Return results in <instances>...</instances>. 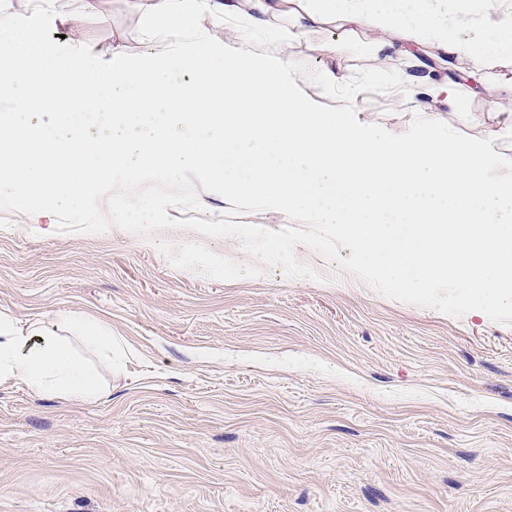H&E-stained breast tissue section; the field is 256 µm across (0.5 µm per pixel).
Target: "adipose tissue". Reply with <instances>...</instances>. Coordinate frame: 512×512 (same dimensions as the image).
Segmentation results:
<instances>
[{"label":"adipose tissue","instance_id":"obj_1","mask_svg":"<svg viewBox=\"0 0 512 512\" xmlns=\"http://www.w3.org/2000/svg\"><path fill=\"white\" fill-rule=\"evenodd\" d=\"M146 9L149 28L178 52L120 55L98 77L48 60L34 32L11 30L0 53V87L10 88L18 110L12 123L0 124V140L10 145L0 155V184L50 189L78 218L91 161L175 183L201 173L223 185L227 206L334 233L367 286L419 290L438 306L466 288L476 310L512 308V157L492 149L512 138V123L482 139L457 140L440 127V107L457 94L445 80L414 87L423 100L421 122L439 131L433 145L378 124L350 123L302 98L299 85L307 79L326 97L335 80L308 75L297 50L314 23L337 16L417 46L466 54L484 68L493 55L512 53V0L464 27L449 21L448 0H297L290 20L276 0H148ZM192 13L223 27L231 16L256 22L270 35L268 48L252 52L226 30L200 37L197 53H186L176 21ZM178 67L192 70L193 80H177ZM34 112L76 122L95 115L108 124L96 134L61 131L37 141L28 134ZM222 150L264 158L211 170L210 156ZM14 382L76 403L103 396L60 337L2 310L0 385Z\"/></svg>","mask_w":512,"mask_h":512}]
</instances>
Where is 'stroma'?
<instances>
[{
	"label": "stroma",
	"instance_id": "1",
	"mask_svg": "<svg viewBox=\"0 0 512 512\" xmlns=\"http://www.w3.org/2000/svg\"><path fill=\"white\" fill-rule=\"evenodd\" d=\"M135 2L0 0V23L98 73L114 47H164ZM381 38L336 21L300 45L308 71L336 78L327 109L432 144L415 105L393 108L417 77L459 84L441 114L460 140L512 113V60L478 70L429 46L362 51ZM335 39L348 49L327 50ZM199 200L208 220L278 228L218 194ZM24 219L0 211V310L50 329L63 312L94 315L126 353L105 362L68 332L105 389L96 403L0 386V512H512V309L432 308L302 245L309 278L234 237L35 235Z\"/></svg>",
	"mask_w": 512,
	"mask_h": 512
}]
</instances>
